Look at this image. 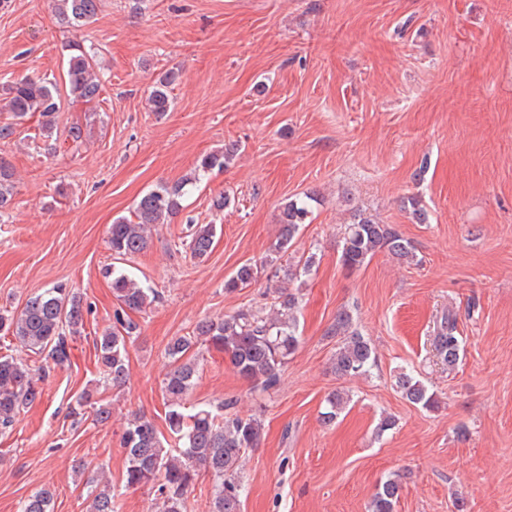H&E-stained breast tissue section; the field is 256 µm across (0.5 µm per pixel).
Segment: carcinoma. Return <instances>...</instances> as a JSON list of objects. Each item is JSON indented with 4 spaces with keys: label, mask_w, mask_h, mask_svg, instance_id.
Returning a JSON list of instances; mask_svg holds the SVG:
<instances>
[{
    "label": "carcinoma",
    "mask_w": 512,
    "mask_h": 512,
    "mask_svg": "<svg viewBox=\"0 0 512 512\" xmlns=\"http://www.w3.org/2000/svg\"><path fill=\"white\" fill-rule=\"evenodd\" d=\"M53 10L61 25L80 28L92 23L99 10V0H53ZM67 61L69 95L76 102L91 103L103 90L96 71V55L79 41L69 44ZM177 79L174 71L166 72L153 85L149 95L151 111L162 116L170 111L173 99L170 87ZM0 112L8 113V121L0 124V140L11 138L15 126L39 115V129L46 150H53L51 140L57 128L60 98L55 83L28 76L0 84ZM238 155V146L231 145L209 152L201 157L189 175L169 184H161L144 194L136 203L133 218L118 217L112 221L109 246L117 258L131 257L144 252L150 244L151 229L156 224H168L183 209L185 187L197 182L200 176L214 169L228 167ZM14 173L0 161V216L10 207L13 199ZM310 200L292 199L281 208L280 224L271 252L280 257L293 247L297 234L311 213ZM417 224L428 222L427 209L420 199L411 196L403 201ZM217 226L196 225L187 241L191 257L205 260L212 252ZM379 252H385L402 263L416 259L412 243L395 228L381 224L367 213L358 210L344 233L340 256L342 266L355 271L363 267ZM315 257L300 258L294 269L286 271L288 280L311 274ZM258 278V266L247 263L224 281L228 292L251 286ZM112 292L120 304L121 312L115 323L94 338L98 361L112 381L120 387L128 376L127 341L139 330V325L124 317L151 306L159 299L158 292L142 285L127 274L112 272ZM273 308L246 309L220 319H201L189 336L172 338L165 354L172 363L163 389L167 404L166 425L181 447L167 448L155 423L134 415L126 421L121 437L125 455V484L128 488L142 485L156 487L157 512H184L187 494L202 475L214 481L210 512H239L242 482L240 463L247 449L261 441L263 424L255 416L231 414L233 402L215 407L203 406L184 411V400L198 377V363L189 352L205 346L224 353L237 373L255 391H266L277 384L280 372L300 345L297 311L300 295L288 287L276 289ZM87 308L80 294L57 283L30 296L24 306L15 312H0V334L14 337L25 350L41 356L39 365H31L11 354L0 355V428L12 426L20 410L42 396L40 386L55 369L70 364L69 341L81 335ZM327 335L336 338V352L331 366L340 379L367 375L376 358L369 340L355 327L353 311L343 308L336 314ZM462 337L457 318L444 315L436 321L431 336V347L437 361L448 370L455 369L462 350ZM394 386L402 398L425 410L438 408L436 394L429 391L423 380L401 371L395 375ZM93 394L86 390L75 400L72 413L81 414L85 407L93 408L94 420L107 423L111 411L95 407ZM350 402L343 389L327 398L322 422L335 423L338 415ZM90 500L87 512H116L112 482L99 468L91 478ZM402 486L396 479L378 485L374 493L371 512H395ZM54 493L44 488L29 496L21 512H53Z\"/></svg>",
    "instance_id": "1"
}]
</instances>
